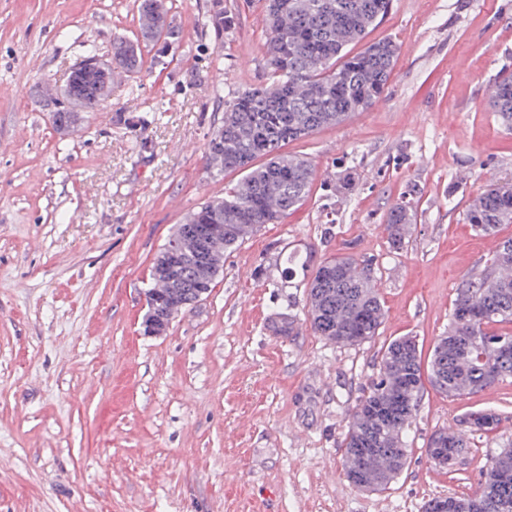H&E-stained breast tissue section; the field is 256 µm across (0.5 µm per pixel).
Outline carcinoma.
Returning a JSON list of instances; mask_svg holds the SVG:
<instances>
[{
  "label": "carcinoma",
  "instance_id": "1",
  "mask_svg": "<svg viewBox=\"0 0 512 512\" xmlns=\"http://www.w3.org/2000/svg\"><path fill=\"white\" fill-rule=\"evenodd\" d=\"M155 0L138 6L140 33L153 45L169 28L154 8ZM265 0L267 83L239 93L228 102L224 120L207 143L206 160L224 171H240L243 178L208 200L177 225L170 239L180 251L166 258L159 251L152 266V291L158 296L154 330L162 335L171 321L192 307L195 285L214 288L223 273L219 266L207 273L199 267L191 234L201 224L232 225L205 246L207 254L224 257L265 224H275L309 193L314 176L307 159L285 153L282 147L315 131L364 112L381 97L393 73L397 46L379 40L358 52L369 28L387 13L390 0ZM112 65L131 74L144 67L142 50L112 40ZM489 105L501 124L512 130V72H501L493 83ZM262 158L264 162L256 164ZM413 207L395 203L386 215L385 231L391 247H403L412 223ZM466 221L475 230L492 234L512 224V181L493 182L469 205ZM512 266V238L499 243L488 269L468 277L457 288L448 333L433 344L427 365L421 364L418 341L402 336L381 348L377 380L357 400L342 439L343 456L356 448L385 445L411 452L406 431L417 415L425 384L457 399L473 395L512 378V334L497 329L512 325V279L501 269ZM306 320L325 340L356 346L379 335L385 311L379 292L376 263L350 252L323 258L306 283ZM476 427L467 432H440L448 453H470L466 434H488L500 424L492 410L471 412ZM387 462L383 470L377 460ZM364 469L372 490H385L398 476L392 460L365 454ZM448 512H512V443L485 465L483 480L472 496L448 497Z\"/></svg>",
  "mask_w": 512,
  "mask_h": 512
}]
</instances>
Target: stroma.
<instances>
[{
	"mask_svg": "<svg viewBox=\"0 0 512 512\" xmlns=\"http://www.w3.org/2000/svg\"><path fill=\"white\" fill-rule=\"evenodd\" d=\"M165 0L179 39L138 77L113 76L107 110L61 133L36 101L74 64L138 28L134 0H0V512H423L474 494L512 441V379L464 400L425 388L412 452L390 488L343 473L347 413L378 375L380 348L405 335L429 351L456 288L484 268L491 235L465 217L488 184L512 180V131L488 105L512 70V0H392L368 41L397 61L365 112L286 145L312 161L308 197L236 250L207 298L143 331L154 259L174 226L240 180L209 166L224 103L265 85L260 0ZM416 207L402 250L385 215ZM352 244L376 257L386 318L341 346L304 321L302 272ZM282 315L297 332L271 330ZM501 421L452 471L425 448L471 410Z\"/></svg>",
	"mask_w": 512,
	"mask_h": 512,
	"instance_id": "stroma-1",
	"label": "stroma"
}]
</instances>
